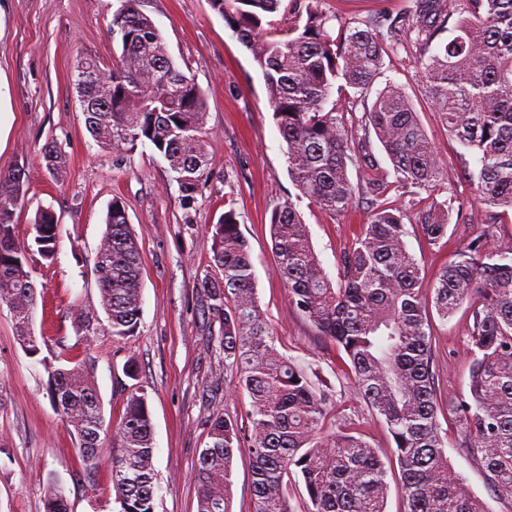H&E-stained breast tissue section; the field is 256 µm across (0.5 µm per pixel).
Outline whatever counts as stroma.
Segmentation results:
<instances>
[{
	"instance_id": "1",
	"label": "stroma",
	"mask_w": 512,
	"mask_h": 512,
	"mask_svg": "<svg viewBox=\"0 0 512 512\" xmlns=\"http://www.w3.org/2000/svg\"><path fill=\"white\" fill-rule=\"evenodd\" d=\"M119 6L120 0H0V174L21 167L28 176L15 234L30 248L32 276L42 290L35 332L47 336L51 353L69 358L78 353L76 316L98 313L88 363L104 416L118 426L129 393L144 389L153 426L155 512H197L193 472L212 413L251 427V397L237 376L225 371L216 342L219 323L205 312L196 292L211 255L206 227L233 206L250 244L258 301L278 350L300 363L316 386L329 388L327 427L361 434L383 460H391L394 443L383 421L357 397L335 345L291 304L288 286L275 271L269 216L294 192L285 144L250 52L209 0L140 3L174 61L206 97L207 177L193 207H183L161 157L142 148L122 155L103 151L88 133L73 85L74 67L83 55L105 65L119 56L120 47L109 34ZM405 6L406 0L322 3L343 20L395 14ZM419 112L435 151L450 158L448 133L437 115L424 105ZM50 142L65 159L58 178L42 159ZM450 160L447 184L464 199L472 220L449 224L446 242L436 246L410 230L407 247L428 282L456 248L483 229L484 207L472 181L475 162ZM116 197L125 203L142 262L139 328L125 338L112 336L100 313L93 271L106 210ZM41 207L51 208L59 220V245L50 260L32 247L31 221ZM296 207L323 268L337 276L341 250L369 216L366 204L356 203L336 216L304 198ZM469 318L463 306L435 327L432 370L444 401L468 391ZM130 363L137 368L132 378L126 373ZM46 381L43 368L18 344L12 313L0 306V512H44V491L52 479L62 485L69 512H118L110 467L87 471L77 437L50 401ZM445 452L489 512H512V500L496 496L482 464L458 449L454 435H447Z\"/></svg>"
}]
</instances>
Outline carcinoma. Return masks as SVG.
<instances>
[{
	"label": "carcinoma",
	"instance_id": "carcinoma-1",
	"mask_svg": "<svg viewBox=\"0 0 512 512\" xmlns=\"http://www.w3.org/2000/svg\"><path fill=\"white\" fill-rule=\"evenodd\" d=\"M321 0H210L212 9L251 53L267 90L273 120L286 144L288 174L297 190L332 214L363 197L368 222L340 255L332 280L307 226L288 199L271 211L269 233L277 271L289 298L317 332L345 356L359 398L387 426L405 502L404 512H488L453 470L438 419L430 310L443 321L470 312L473 359L469 396L448 400L458 447L478 459L500 497L512 499V248L479 234L454 254L433 285L406 246L407 222L432 245L448 232L465 202L453 193L425 202L447 178V162L431 146L415 99L382 74L383 54L414 56L429 109L477 165L484 222L512 211V0H409L397 14L341 22ZM121 47L112 66L79 59L75 86L85 125L97 145L114 152L149 146L169 164L182 203L190 208L206 177L207 102L180 70L140 0H121L109 29ZM373 100H368L370 93ZM345 95L342 100L334 94ZM363 106L356 115V106ZM391 169L377 171L372 140ZM50 174L62 170L57 147L44 148ZM366 166L354 183L350 168ZM25 172L0 175V305L13 312L20 346L39 358L51 398L73 428L89 469L107 461L119 512H155L152 421L147 394L135 389L115 432L119 448L103 458L108 430L94 377L85 361L55 364L31 328L38 289L25 245L15 237L25 199ZM94 256L101 307L112 335L136 334L141 310V257L123 201L107 209ZM58 221L39 209L31 224L41 256L53 258ZM209 270L197 283L207 312L220 323L224 368L252 397L251 433L220 412L209 419V442L194 478L198 512H232V466L245 447L252 464L253 512H293L290 496L302 478L307 512H385L388 468L377 451L350 432H324L328 409L306 371L281 354L260 308L250 247L239 215L228 207L206 226ZM95 315L81 313L78 340L96 333ZM45 512H69L63 489L47 484Z\"/></svg>",
	"mask_w": 512,
	"mask_h": 512
}]
</instances>
